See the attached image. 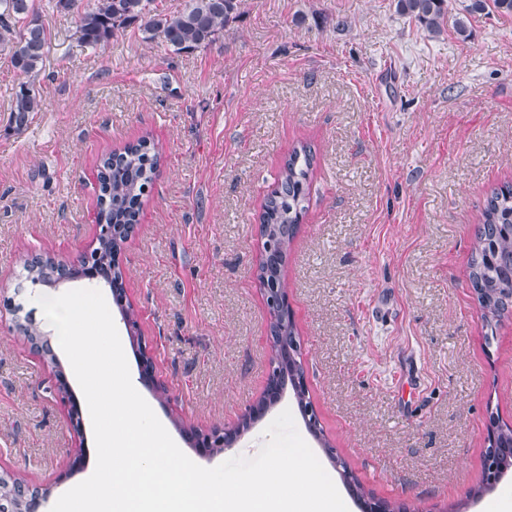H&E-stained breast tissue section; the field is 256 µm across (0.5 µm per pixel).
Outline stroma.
<instances>
[{
	"instance_id": "35a3bbf8",
	"label": "stroma",
	"mask_w": 512,
	"mask_h": 512,
	"mask_svg": "<svg viewBox=\"0 0 512 512\" xmlns=\"http://www.w3.org/2000/svg\"><path fill=\"white\" fill-rule=\"evenodd\" d=\"M396 0H243L206 51L175 57L130 29L99 50L46 17L45 108L9 129L15 78L0 54V470L61 496L87 479L91 424L74 432L10 303L27 254L73 262L97 234L99 155L147 134L165 160L122 253L130 300L167 400L138 382L179 448L215 467L255 457L283 410L328 475L329 440L373 497L416 512H484L490 418L512 425V321L488 329L466 276L485 197L512 183V16L469 39L428 34ZM305 16L294 24L295 16ZM343 16L337 31L328 18ZM317 154L283 277L310 400L292 390L224 451L184 426L237 425L262 393L271 350L257 280L258 216L289 148Z\"/></svg>"
}]
</instances>
